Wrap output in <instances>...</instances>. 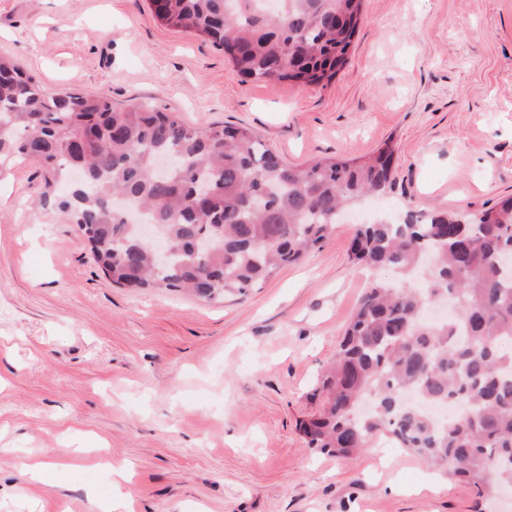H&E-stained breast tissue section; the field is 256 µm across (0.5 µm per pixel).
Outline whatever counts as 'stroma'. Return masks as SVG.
Instances as JSON below:
<instances>
[{
  "mask_svg": "<svg viewBox=\"0 0 512 512\" xmlns=\"http://www.w3.org/2000/svg\"><path fill=\"white\" fill-rule=\"evenodd\" d=\"M0 55L54 92L249 126L291 165L392 142L387 209L512 196V0H363L327 86L240 77L150 0H0ZM37 166L0 169V512H512L374 436L307 447L318 379L370 282L353 224L262 288L207 303L113 285ZM76 465L46 483L21 466ZM128 466L133 504L104 463Z\"/></svg>",
  "mask_w": 512,
  "mask_h": 512,
  "instance_id": "1",
  "label": "stroma"
}]
</instances>
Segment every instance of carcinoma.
<instances>
[{"instance_id":"carcinoma-1","label":"carcinoma","mask_w":512,"mask_h":512,"mask_svg":"<svg viewBox=\"0 0 512 512\" xmlns=\"http://www.w3.org/2000/svg\"><path fill=\"white\" fill-rule=\"evenodd\" d=\"M155 18L203 37L235 71L292 88L331 81L346 64L363 0H150ZM37 153L41 202L68 214L112 283L187 291L210 302L244 295L320 246L337 212L393 193L389 142L351 160L286 164L244 125L198 128L177 115L105 96L51 92L0 56V167ZM134 202L168 242L154 269ZM211 238L208 253L195 248ZM512 197L473 211L408 208L357 226L351 261L391 269L366 288L335 360L325 402L301 423L310 448L349 457L377 434L477 489L512 486ZM443 402L439 425L404 393Z\"/></svg>"}]
</instances>
